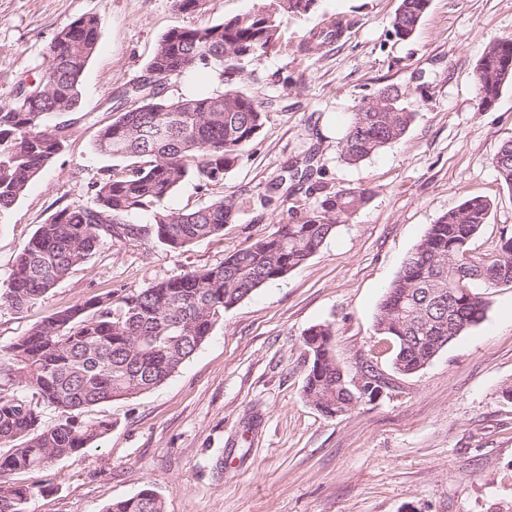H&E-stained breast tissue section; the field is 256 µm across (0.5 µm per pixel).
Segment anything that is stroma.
I'll use <instances>...</instances> for the list:
<instances>
[{
    "mask_svg": "<svg viewBox=\"0 0 512 512\" xmlns=\"http://www.w3.org/2000/svg\"><path fill=\"white\" fill-rule=\"evenodd\" d=\"M265 0H207L195 13L174 0H0V103L23 76L37 78L56 33L101 21L80 86L81 109L61 114L70 133L52 165L0 217V282L56 210L87 199L92 184L128 161L96 149L116 114L117 90L146 74L158 39L252 12ZM400 0H317L289 19L278 46L248 64L236 89L264 108L244 157L220 184L184 181L163 206L192 210L233 200L236 222L188 248L104 245L24 312L0 308V350L55 309L115 288L139 289L274 232L262 206L285 166L314 154L328 191L360 186L368 202L339 224L302 267L227 311L207 341L160 386L104 402L87 417L111 421L92 447L14 475L36 491L29 512H103L150 489L166 512H512V285L488 290L486 316L422 370L398 374L395 346L375 333L387 286L431 224L464 197L491 203L474 239L486 250L512 235V191L491 157L512 140V84L487 111L475 70L492 41L512 37V0H430L408 40L391 22ZM343 21L340 39L314 54L311 34ZM397 86L416 117L405 136L353 166L339 139L359 105ZM425 86L426 95L415 92ZM214 73L169 78L164 97L214 95ZM332 324V353L349 385L373 361L390 385L330 417L304 393L305 331Z\"/></svg>",
    "mask_w": 512,
    "mask_h": 512,
    "instance_id": "stroma-1",
    "label": "stroma"
}]
</instances>
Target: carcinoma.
I'll list each match as a JSON object with an SVG mask.
<instances>
[{
    "mask_svg": "<svg viewBox=\"0 0 512 512\" xmlns=\"http://www.w3.org/2000/svg\"><path fill=\"white\" fill-rule=\"evenodd\" d=\"M314 4L270 0L271 13L263 7L210 26L164 33L147 63L148 77L125 91L138 105L120 112L97 140L99 152L133 158L134 164L120 174H104L86 201L55 211L39 226L0 285V306L22 312L37 304L104 243L177 250L221 235L224 225L237 219L231 200L214 199L189 211L157 204L189 176L204 191L222 181L258 134L262 105L236 89L169 100L161 95L160 82L202 68L232 83L246 64L276 46L284 23ZM429 4L400 0L392 21L395 36L410 37ZM100 27L98 17L88 15L60 30L36 83L29 87L28 78H19L10 100L0 104V216L59 153L66 126L47 119L76 111L80 79L97 50ZM340 34L338 28L323 30L301 48L314 51ZM476 82L478 109L492 108L501 89L512 83V38L487 49ZM414 118L400 93L383 100L375 96L351 113L340 158L349 165L362 163L400 140ZM491 164L512 191V140L500 145ZM321 174L311 153L287 166L275 187L290 180L304 184L308 194L322 195L319 205L297 220V206L283 199L289 219L272 235L228 253L220 264L60 307L0 350V512H27L34 495L33 488L11 482V475L72 455L110 430L111 423L86 418V409L161 385L207 341L226 311L304 265L337 223L369 199V191L360 187L323 193ZM490 208L486 198L471 196L442 215L389 286L376 335L396 346L398 372L419 371L484 319L486 299L478 289L512 284V237L500 238L487 254L476 255L471 248ZM141 212L148 213L145 220L131 219ZM332 336L329 323L314 325L303 336L311 360L304 392L330 416L387 387L369 365L362 389L352 393L331 353ZM46 407L60 413L56 422H43ZM105 512H165V505L144 489L113 501Z\"/></svg>",
    "mask_w": 512,
    "mask_h": 512,
    "instance_id": "1",
    "label": "carcinoma"
}]
</instances>
